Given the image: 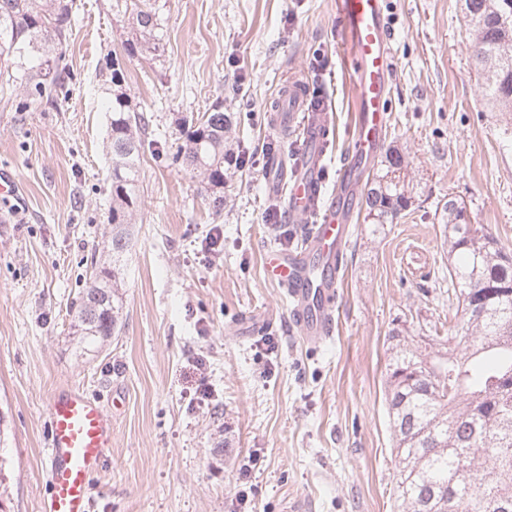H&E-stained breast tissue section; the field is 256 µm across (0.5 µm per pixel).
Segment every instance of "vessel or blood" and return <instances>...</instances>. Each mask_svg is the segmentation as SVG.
Returning <instances> with one entry per match:
<instances>
[{
  "mask_svg": "<svg viewBox=\"0 0 512 512\" xmlns=\"http://www.w3.org/2000/svg\"><path fill=\"white\" fill-rule=\"evenodd\" d=\"M335 4L358 106L352 156L341 182L358 187L388 131L394 51L384 0H335ZM282 95L288 111L273 112L272 125L280 127L287 119L299 121L308 151L304 173L286 182H273L272 189L286 196L291 215L313 212L318 222L301 248L268 249L264 273L287 293L302 340L315 346L329 339L334 330L339 258L348 246L356 212L339 197L320 196L324 148L331 128L327 113L308 105L306 88L300 82H289ZM47 411L46 453L51 467L47 473L49 494L41 512H91V482L112 445V426L103 407L74 388L53 394Z\"/></svg>",
  "mask_w": 512,
  "mask_h": 512,
  "instance_id": "1",
  "label": "vessel or blood"
}]
</instances>
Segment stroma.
<instances>
[{
    "instance_id": "1",
    "label": "stroma",
    "mask_w": 512,
    "mask_h": 512,
    "mask_svg": "<svg viewBox=\"0 0 512 512\" xmlns=\"http://www.w3.org/2000/svg\"><path fill=\"white\" fill-rule=\"evenodd\" d=\"M64 85L40 104L10 82L0 50V167L19 178L0 202V458L7 512H38L50 467L48 397L73 386L112 421L91 512H404L396 491L385 380L392 334L447 335L448 241L442 206L465 203L512 252V140L487 107L462 0H385L396 59L384 154L407 163L412 208L376 228L356 212L335 330L312 348L285 292L263 272L296 222L269 193L274 165L305 146L270 113L292 78L332 120L324 188L348 160L355 91L339 52L334 0H156L165 53L128 59V18L112 0H76ZM150 120L140 209L124 255L118 335L83 353L71 308L109 242L113 66ZM222 104L228 146L246 164L207 206L172 163L177 122ZM222 237L218 251L206 242Z\"/></svg>"
}]
</instances>
